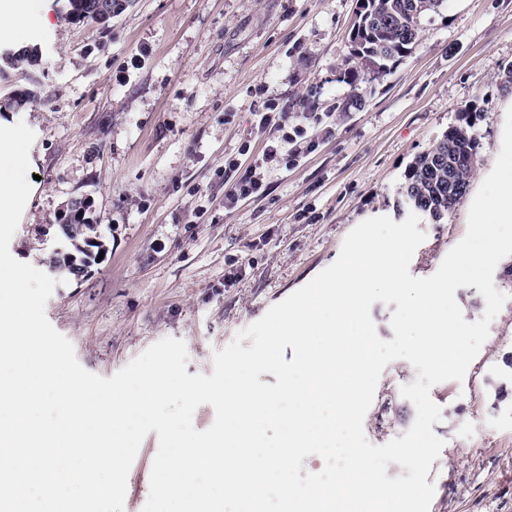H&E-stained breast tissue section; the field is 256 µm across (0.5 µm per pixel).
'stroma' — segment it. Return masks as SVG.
Segmentation results:
<instances>
[{
  "label": "stroma",
  "instance_id": "1",
  "mask_svg": "<svg viewBox=\"0 0 512 512\" xmlns=\"http://www.w3.org/2000/svg\"><path fill=\"white\" fill-rule=\"evenodd\" d=\"M18 38L0 35V104L33 90L0 126L25 122L35 179L10 252L45 268L69 203L84 199L104 245L89 273L56 285L46 316L88 371L108 378L165 337L183 340L188 374L213 372L212 356L338 257L359 222H401L410 166L448 127L473 111L480 142L469 195L440 221L422 217L425 241L412 276L432 275L464 237L467 215L494 188L491 151L512 146V115L498 102L512 65V0H445L384 76L355 60L343 79L357 0H129L109 27L69 23L65 0H26ZM37 46L41 63L10 69L3 55ZM313 99L332 129L310 126L316 148L295 165L262 163L257 127L267 101ZM361 99V108L336 111ZM248 153H241L242 144ZM259 167L262 195L224 205V161ZM509 299L464 382L431 390L442 409L433 432L445 446L427 476L430 512H512V284ZM416 378L389 363L364 419L382 445L412 425L400 394ZM156 432L129 472L124 512L149 495Z\"/></svg>",
  "mask_w": 512,
  "mask_h": 512
}]
</instances>
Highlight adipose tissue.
Instances as JSON below:
<instances>
[{"instance_id":"obj_1","label":"adipose tissue","mask_w":512,"mask_h":512,"mask_svg":"<svg viewBox=\"0 0 512 512\" xmlns=\"http://www.w3.org/2000/svg\"><path fill=\"white\" fill-rule=\"evenodd\" d=\"M495 194L473 207L471 223L487 244H494L503 225L512 224V147L497 151L492 160Z\"/></svg>"}]
</instances>
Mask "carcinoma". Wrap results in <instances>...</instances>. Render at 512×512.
Masks as SVG:
<instances>
[{
  "mask_svg": "<svg viewBox=\"0 0 512 512\" xmlns=\"http://www.w3.org/2000/svg\"><path fill=\"white\" fill-rule=\"evenodd\" d=\"M99 0H67L65 18L72 23L94 20ZM444 0H359V13L352 27L350 39L352 55L364 58L373 73H388L387 62L406 53L417 39L420 23L429 12H435ZM14 68L39 66L41 57L37 47H25L6 55ZM471 123L448 127V131L425 153L419 155L408 170L401 188L403 207L441 220L459 205L468 193L479 157L480 144L470 132ZM454 146L456 160L465 168L464 176L448 185V145ZM76 253L55 254L49 258V268L58 277L74 275L78 266L96 260L75 243Z\"/></svg>",
  "mask_w": 512,
  "mask_h": 512,
  "instance_id": "obj_1",
  "label": "carcinoma"
}]
</instances>
